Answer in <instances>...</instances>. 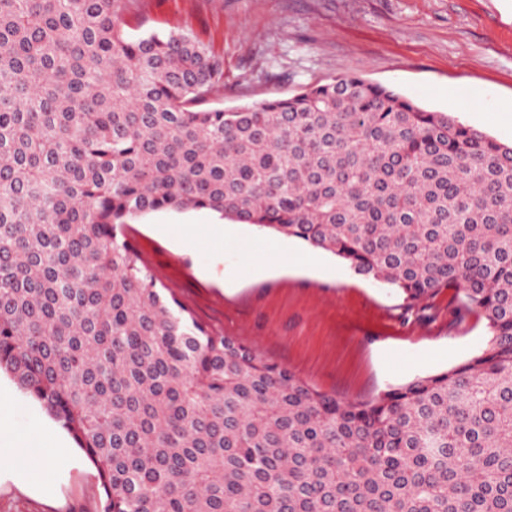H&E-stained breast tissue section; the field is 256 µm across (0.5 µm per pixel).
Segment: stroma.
<instances>
[{"instance_id":"stroma-1","label":"stroma","mask_w":512,"mask_h":512,"mask_svg":"<svg viewBox=\"0 0 512 512\" xmlns=\"http://www.w3.org/2000/svg\"><path fill=\"white\" fill-rule=\"evenodd\" d=\"M126 33L185 31L224 60L213 108L287 97L345 74L390 88L425 109L512 143V0H132ZM209 210L148 213L126 227L163 296L198 322L287 368L320 392L372 400L484 349L481 315L458 314L453 294L407 299L324 254L319 270L243 275L242 246L208 236L176 243ZM0 416L32 454L65 430L0 371ZM45 434L26 437L31 420ZM41 488L0 480V512H100L93 464L73 448Z\"/></svg>"}]
</instances>
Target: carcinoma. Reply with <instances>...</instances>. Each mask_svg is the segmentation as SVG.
<instances>
[{"label": "carcinoma", "mask_w": 512, "mask_h": 512, "mask_svg": "<svg viewBox=\"0 0 512 512\" xmlns=\"http://www.w3.org/2000/svg\"><path fill=\"white\" fill-rule=\"evenodd\" d=\"M130 0H0V370L101 512H512V144L348 74L205 108L224 62ZM206 209L487 320L356 404L184 316L123 229Z\"/></svg>", "instance_id": "cac0c4a2"}]
</instances>
